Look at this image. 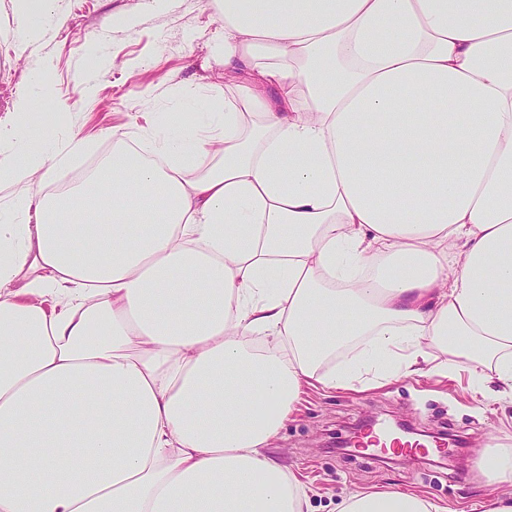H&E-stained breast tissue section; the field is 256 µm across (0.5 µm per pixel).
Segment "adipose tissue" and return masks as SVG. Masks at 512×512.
I'll return each instance as SVG.
<instances>
[{
    "mask_svg": "<svg viewBox=\"0 0 512 512\" xmlns=\"http://www.w3.org/2000/svg\"><path fill=\"white\" fill-rule=\"evenodd\" d=\"M222 9L232 93L113 131L91 192L42 191L86 146L42 73L0 120V512H306L303 386L512 395V0Z\"/></svg>",
    "mask_w": 512,
    "mask_h": 512,
    "instance_id": "adipose-tissue-1",
    "label": "adipose tissue"
}]
</instances>
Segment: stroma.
<instances>
[{"instance_id": "35a3bbf8", "label": "stroma", "mask_w": 512, "mask_h": 512, "mask_svg": "<svg viewBox=\"0 0 512 512\" xmlns=\"http://www.w3.org/2000/svg\"><path fill=\"white\" fill-rule=\"evenodd\" d=\"M17 0H0V118L41 71L52 87L33 120L50 126L59 141H90L88 151L64 167L88 168L112 147V131L133 133L143 113L190 108L206 111L211 85L232 90L216 65L224 36L218 0H58L52 26L36 50L19 37ZM101 63L88 65L90 47ZM95 102L73 106L85 92ZM400 418L413 428L458 440L452 461L422 456L387 458L352 448H330L363 420ZM512 449V398L472 393L466 374H410L364 390L304 387L295 413L281 431L273 455L296 472L309 490L314 512H336L347 494L400 490L427 497L454 512H481L479 505L499 487L480 460Z\"/></svg>"}]
</instances>
